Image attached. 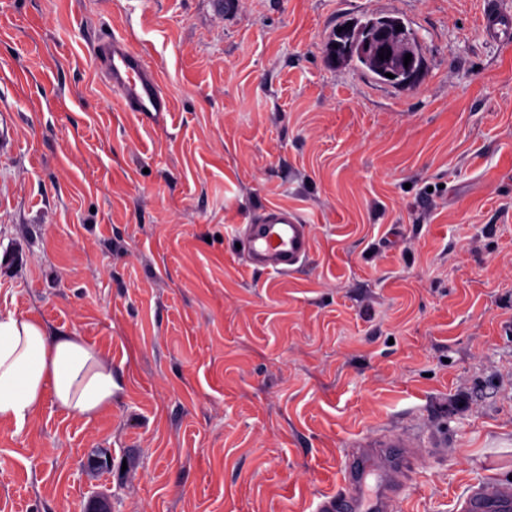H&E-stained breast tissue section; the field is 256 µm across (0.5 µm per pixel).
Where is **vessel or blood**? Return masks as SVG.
<instances>
[{
	"mask_svg": "<svg viewBox=\"0 0 512 512\" xmlns=\"http://www.w3.org/2000/svg\"><path fill=\"white\" fill-rule=\"evenodd\" d=\"M480 26L486 40L512 41V7L488 0ZM95 65L106 74L125 111L144 124L166 120L171 104L156 71L120 34L95 48ZM241 256L253 270L287 273L312 249L310 226L294 209L266 207L239 237ZM416 438L383 430L353 440L345 450V475L339 491L323 495L316 512H400L414 470ZM460 512H512V484L488 480L460 502Z\"/></svg>",
	"mask_w": 512,
	"mask_h": 512,
	"instance_id": "obj_1",
	"label": "vessel or blood"
}]
</instances>
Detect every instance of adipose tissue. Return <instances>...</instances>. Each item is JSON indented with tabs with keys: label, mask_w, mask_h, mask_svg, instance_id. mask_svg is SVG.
<instances>
[{
	"label": "adipose tissue",
	"mask_w": 512,
	"mask_h": 512,
	"mask_svg": "<svg viewBox=\"0 0 512 512\" xmlns=\"http://www.w3.org/2000/svg\"><path fill=\"white\" fill-rule=\"evenodd\" d=\"M113 390L112 362L102 348L52 334L34 314H0V423L23 426L49 396L89 421L111 408Z\"/></svg>",
	"instance_id": "ef3b65f1"
}]
</instances>
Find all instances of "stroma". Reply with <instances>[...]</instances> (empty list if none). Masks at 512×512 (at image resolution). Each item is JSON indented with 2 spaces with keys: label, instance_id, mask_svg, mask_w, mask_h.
I'll return each instance as SVG.
<instances>
[{
  "label": "stroma",
  "instance_id": "stroma-1",
  "mask_svg": "<svg viewBox=\"0 0 512 512\" xmlns=\"http://www.w3.org/2000/svg\"><path fill=\"white\" fill-rule=\"evenodd\" d=\"M485 0H0V313L96 343L93 421L0 423V512H315L352 440L421 435L402 512L512 483V50ZM400 19L418 82L336 61ZM124 34L172 112L147 126L93 65ZM297 210L296 271L242 224ZM505 0H490L481 14L480 26L486 40L494 44L512 38V7ZM239 243L248 268L279 273L295 270L312 249L309 224L296 210L276 205L244 225Z\"/></svg>",
  "mask_w": 512,
  "mask_h": 512
}]
</instances>
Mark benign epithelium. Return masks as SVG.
Masks as SVG:
<instances>
[{
	"mask_svg": "<svg viewBox=\"0 0 512 512\" xmlns=\"http://www.w3.org/2000/svg\"><path fill=\"white\" fill-rule=\"evenodd\" d=\"M368 35L357 39L350 48L357 51L370 69L380 73H391L394 78L406 76L415 78L421 69L422 63L419 56L414 53L410 39L403 31L390 28V22L381 19L372 22L366 29ZM391 52L387 59H380L381 51ZM412 54L409 64H404L406 54Z\"/></svg>",
	"mask_w": 512,
	"mask_h": 512,
	"instance_id": "1",
	"label": "benign epithelium"
}]
</instances>
